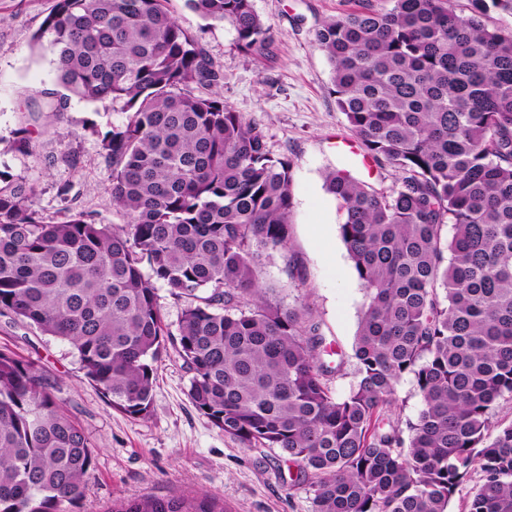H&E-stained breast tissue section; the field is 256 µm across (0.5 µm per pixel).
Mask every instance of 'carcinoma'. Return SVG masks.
Segmentation results:
<instances>
[{"instance_id":"carcinoma-1","label":"carcinoma","mask_w":512,"mask_h":512,"mask_svg":"<svg viewBox=\"0 0 512 512\" xmlns=\"http://www.w3.org/2000/svg\"><path fill=\"white\" fill-rule=\"evenodd\" d=\"M362 4L324 21L314 45L336 106L367 153L402 173L391 194L344 170L341 240L367 303L357 381L339 371L301 303L263 287L262 259L289 248L293 162L219 92L224 74L170 0H56L32 37L72 95L121 104L101 139L125 223L67 209L52 223L35 189L0 172V314L66 342L88 381L133 419L151 414L171 343L189 398L243 448H279L311 512H447L469 474L467 512H512V31L490 30L512 0ZM227 22L241 48L274 42L253 0H185ZM67 98L27 91L24 146ZM451 233H446V230ZM150 273H144V267ZM185 302L177 333L155 282ZM410 376L418 417H384ZM94 450L34 365L0 349V512H70ZM108 512H224L214 498L143 495Z\"/></svg>"}]
</instances>
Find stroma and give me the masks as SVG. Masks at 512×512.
Instances as JSON below:
<instances>
[{"label":"stroma","mask_w":512,"mask_h":512,"mask_svg":"<svg viewBox=\"0 0 512 512\" xmlns=\"http://www.w3.org/2000/svg\"><path fill=\"white\" fill-rule=\"evenodd\" d=\"M55 0H0V170L36 187L45 217L60 221L65 204L92 211L108 224L123 223L108 187L112 170L103 161L101 132L121 124L120 108L70 98L58 115H47L28 151L16 150L25 89L58 92L46 54L31 36ZM274 32L266 56L242 50L226 23L202 27L184 0H171L179 22L203 29L202 42L224 71L225 101L244 118L260 122L273 156L292 160L290 249L264 261L260 277L287 305L305 303L342 361L331 383L346 395L357 377L354 337L364 290L339 233L338 202L326 192L324 175L344 169L374 189L391 191L400 173L387 161L367 157L336 95L327 58L313 44L323 21L355 9L356 0H253ZM78 156L69 167L65 155ZM69 184L68 201L57 194ZM0 348L34 363L52 394L84 428L95 450V469L73 512H109L112 504L143 494L214 496L226 512H310L304 492L291 489L286 457L277 448H243L224 436L192 405L191 374L174 351L158 363L149 418L135 420L114 410L91 385L73 349L10 314H0Z\"/></svg>","instance_id":"1"}]
</instances>
